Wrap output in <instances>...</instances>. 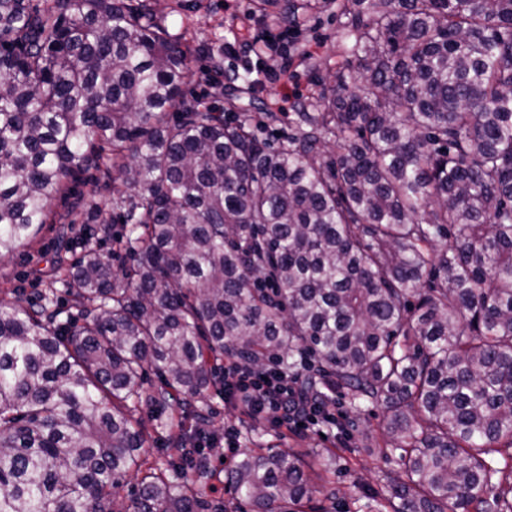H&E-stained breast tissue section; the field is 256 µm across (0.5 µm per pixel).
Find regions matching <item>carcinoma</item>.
I'll return each instance as SVG.
<instances>
[{
	"instance_id": "1",
	"label": "carcinoma",
	"mask_w": 512,
	"mask_h": 512,
	"mask_svg": "<svg viewBox=\"0 0 512 512\" xmlns=\"http://www.w3.org/2000/svg\"><path fill=\"white\" fill-rule=\"evenodd\" d=\"M255 3L294 27L327 0ZM338 7L342 66L272 148L187 95L193 50L150 0H0V256L94 170L132 258L115 276L94 250L57 256L94 306L81 325L0 303V512H207L180 473L144 467L129 404L200 400L226 356L389 414L381 452L406 479L376 508L512 500L486 460H512V0ZM224 483L252 512L319 493L271 448Z\"/></svg>"
}]
</instances>
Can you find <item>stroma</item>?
I'll list each match as a JSON object with an SVG mask.
<instances>
[{"mask_svg":"<svg viewBox=\"0 0 512 512\" xmlns=\"http://www.w3.org/2000/svg\"><path fill=\"white\" fill-rule=\"evenodd\" d=\"M171 0H157V15L170 33L185 32L187 43L195 53L190 64L191 76L185 90L202 105L214 102L218 85L226 84L227 74L245 73L258 67L260 85L247 110L257 125L260 139L270 146L293 133V112L309 102L316 92L318 79L327 78L343 61V29L346 19L335 4L310 13L300 33L287 31L284 24H271L270 15L258 11L254 0H198L190 10V26L181 30L180 19L170 11ZM267 32L277 43L290 44L291 80L280 73L281 58L271 48L260 47L254 34ZM53 214L73 212L75 221L68 225L56 222L43 225L25 247L0 258V301H21L23 305L39 304L53 313L55 323L82 321L67 291L65 276L55 260L65 254L68 261L82 255L75 241L93 230L92 246L113 270L120 272L126 264L125 253L114 239L127 231L112 207V182L85 177L65 197L52 201ZM133 416L144 427L147 442L144 455L148 462L163 468L174 467L185 472L188 481L198 478V470L173 449L178 431L194 435L196 429L223 437L225 430L240 427L241 443L247 447L277 448L305 454L312 449L327 448L336 456L332 471H312L311 478L321 492L317 497L319 512H357L359 505L371 501L381 491L388 477L402 473L398 453L381 455L376 444L386 427L388 416L372 407L357 425L346 426L343 437L333 432H291L275 425L240 423L239 412L224 401L223 388L210 389L199 415L182 419L177 406L157 411L138 405Z\"/></svg>","mask_w":512,"mask_h":512,"instance_id":"35a3bbf8","label":"stroma"}]
</instances>
